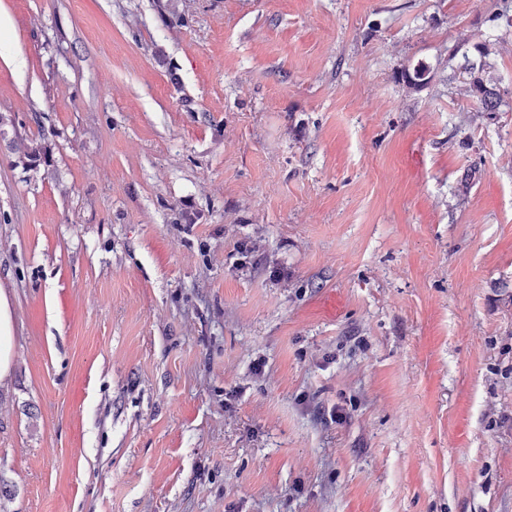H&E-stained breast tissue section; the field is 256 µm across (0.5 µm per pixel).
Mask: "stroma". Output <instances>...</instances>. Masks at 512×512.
<instances>
[{
	"instance_id": "stroma-1",
	"label": "stroma",
	"mask_w": 512,
	"mask_h": 512,
	"mask_svg": "<svg viewBox=\"0 0 512 512\" xmlns=\"http://www.w3.org/2000/svg\"><path fill=\"white\" fill-rule=\"evenodd\" d=\"M502 4L0 0V512H512ZM485 61L465 68L468 75V91L481 112H500L504 105L496 84L487 71ZM14 325L10 302L0 291V384L6 383L11 375L14 360Z\"/></svg>"
}]
</instances>
